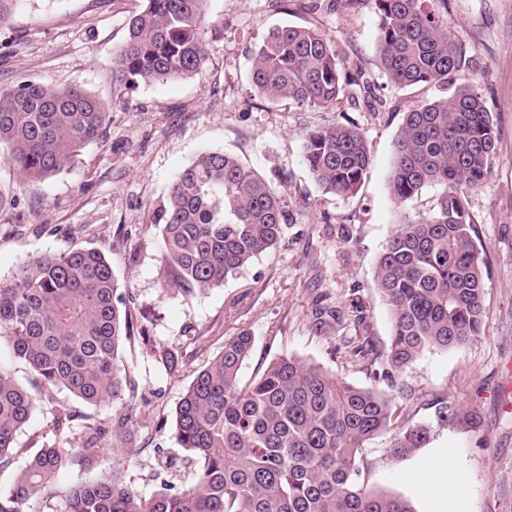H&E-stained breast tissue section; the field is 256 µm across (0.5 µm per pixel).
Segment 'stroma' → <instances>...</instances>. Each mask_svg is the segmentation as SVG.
Returning <instances> with one entry per match:
<instances>
[{
	"mask_svg": "<svg viewBox=\"0 0 512 512\" xmlns=\"http://www.w3.org/2000/svg\"><path fill=\"white\" fill-rule=\"evenodd\" d=\"M142 4L21 0L0 26V90L25 80L78 87L109 108L101 138L51 178L22 182L0 155V183L15 190L0 203V278L45 252L94 247L110 260L134 326L124 364L139 423L135 454L121 463L127 485L147 498L159 486L157 472L180 486L192 483L174 438L175 407L225 341L245 330L254 344L242 381L288 354L358 387L407 393L405 410L428 428V441L396 457L390 435L374 439L359 461L358 480L368 489L402 496L415 512H433L441 496L462 501L467 512H512V0H448L444 16L473 60L470 71L449 76L447 88L465 85L479 94L498 135L489 175L469 195L485 259L483 331L465 345L424 351L389 378L348 361L347 346L365 337L387 343L392 317L376 290L377 258L396 224L427 217L441 193L433 185L406 202L394 200L389 177L403 115L390 103L420 106L445 88L402 90L388 81L379 67L373 0H209L204 70L118 94L113 58ZM284 24L317 27L334 41L357 82L352 97L312 110L254 96L249 49ZM336 123L356 125L371 154L351 197L323 193L303 160L304 134ZM205 151L233 154L255 170L291 198V217L276 246L223 285L187 297L161 283L162 237L149 215ZM319 305L341 310V323L314 330ZM167 351L179 357L176 371L164 365ZM36 393L40 405L17 437V470L27 449L53 442L54 413L97 421L112 414L111 404L88 406L57 388ZM450 465L457 482L443 493L431 476Z\"/></svg>",
	"mask_w": 512,
	"mask_h": 512,
	"instance_id": "35a3bbf8",
	"label": "stroma"
}]
</instances>
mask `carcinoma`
<instances>
[{"label": "carcinoma", "instance_id": "1", "mask_svg": "<svg viewBox=\"0 0 512 512\" xmlns=\"http://www.w3.org/2000/svg\"><path fill=\"white\" fill-rule=\"evenodd\" d=\"M208 0H143L116 52L112 83L127 90L198 74L208 58ZM379 18V65L399 88L448 85L472 67L464 45L448 31V0H374ZM250 90L273 103L333 106L349 85L331 39L314 27L283 25L250 50ZM107 119L105 104L76 87L25 81L0 91V146L23 180L54 176L74 165ZM491 113L461 86L404 112L389 185L405 202L429 185L442 187L435 211L404 220L376 265V286L392 313V332L378 346L365 338L353 361L400 370L427 349L460 346L481 334L483 258L475 241L468 193L488 175L497 146ZM303 158L324 193L358 192L370 151L353 124L307 132ZM288 201L236 157L207 151L183 169L151 223L163 239V286L184 296L205 293L271 249L288 224ZM124 298L105 255L94 248L43 253L0 280V338L45 387L61 388L90 406L112 403V416L83 426L68 448L73 416L53 415L58 441L33 450L9 471L16 439L40 399L0 365V512H36L33 505L63 500L64 512H414L401 496L375 493L357 481L367 444L394 432L391 449L406 455L423 447L428 429L410 422L393 400L350 384L294 356H280L252 380L241 369L253 347L246 331L197 373L174 412V432L194 482L177 487L160 479L145 498L118 467L95 479L57 488L67 464L90 468L104 451L128 447L138 407L127 393L122 359L131 339ZM341 312L318 306L315 330Z\"/></svg>", "mask_w": 512, "mask_h": 512}]
</instances>
